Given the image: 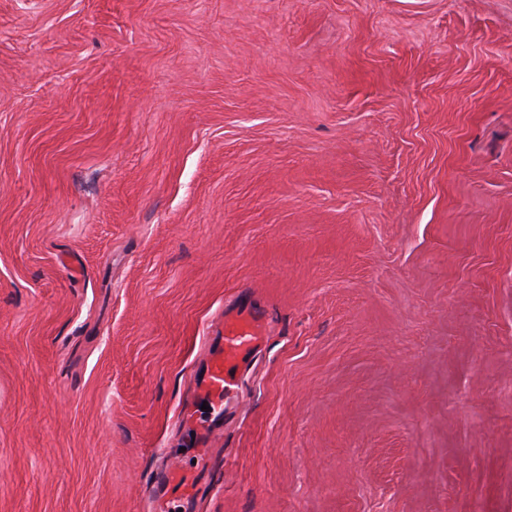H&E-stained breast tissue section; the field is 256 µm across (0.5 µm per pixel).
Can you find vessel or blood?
I'll list each match as a JSON object with an SVG mask.
<instances>
[{"label":"vessel or blood","instance_id":"1","mask_svg":"<svg viewBox=\"0 0 512 512\" xmlns=\"http://www.w3.org/2000/svg\"><path fill=\"white\" fill-rule=\"evenodd\" d=\"M265 338L264 314L256 308H242L225 318L217 344L205 371L196 381L197 390L209 398L214 410L224 408L226 400L238 390V373ZM210 457L197 454L192 474L177 464L157 471L152 480L154 512H170L173 504L194 499L205 485Z\"/></svg>","mask_w":512,"mask_h":512}]
</instances>
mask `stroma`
Here are the masks:
<instances>
[{
  "label": "stroma",
  "instance_id": "obj_1",
  "mask_svg": "<svg viewBox=\"0 0 512 512\" xmlns=\"http://www.w3.org/2000/svg\"><path fill=\"white\" fill-rule=\"evenodd\" d=\"M194 448L195 512H512V0H0V512ZM217 333L221 336H206L212 344L217 339V344L195 385L219 415L224 412V401L237 393L240 369L264 341V313L257 308L239 309L225 317Z\"/></svg>",
  "mask_w": 512,
  "mask_h": 512
}]
</instances>
